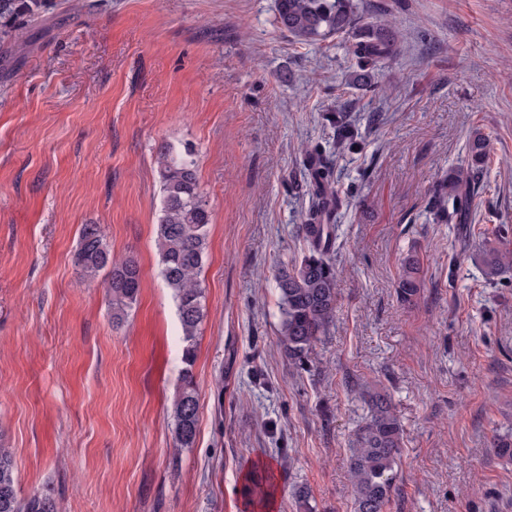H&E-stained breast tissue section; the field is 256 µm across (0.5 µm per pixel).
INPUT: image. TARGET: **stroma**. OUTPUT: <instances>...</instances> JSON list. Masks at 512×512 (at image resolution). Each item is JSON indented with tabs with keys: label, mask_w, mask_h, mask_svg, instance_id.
Returning <instances> with one entry per match:
<instances>
[{
	"label": "stroma",
	"mask_w": 512,
	"mask_h": 512,
	"mask_svg": "<svg viewBox=\"0 0 512 512\" xmlns=\"http://www.w3.org/2000/svg\"><path fill=\"white\" fill-rule=\"evenodd\" d=\"M23 51L0 48V441L21 496L59 512H353L350 441L366 390L404 426L388 512H512V267L479 256L512 232V0H359L396 57L366 85L351 36L307 44L275 0H43ZM359 132L334 154L349 206L338 309L306 365L279 342L275 274L301 258L303 150L332 152L326 113ZM489 142L467 228L438 222L437 179ZM194 150L212 212L196 338V443L174 448L182 333L155 243L161 144ZM101 225L141 289L113 325L101 281L73 263ZM419 257L413 306L395 289ZM499 237L501 239L505 238L502 235H499ZM499 237L497 236L498 243L491 240L486 241L482 254L484 272L489 279H494L502 269L512 265V252L504 248V243ZM272 486L271 476L267 472L255 470L249 477L243 492L256 506L263 507Z\"/></svg>",
	"instance_id": "1"
}]
</instances>
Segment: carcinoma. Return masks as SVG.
I'll return each mask as SVG.
<instances>
[{
	"instance_id": "carcinoma-1",
	"label": "carcinoma",
	"mask_w": 512,
	"mask_h": 512,
	"mask_svg": "<svg viewBox=\"0 0 512 512\" xmlns=\"http://www.w3.org/2000/svg\"><path fill=\"white\" fill-rule=\"evenodd\" d=\"M40 0H0V46L21 49L25 40L17 25L22 17L35 18ZM278 28L310 43L341 34H352L353 54L365 81L369 72L397 54L395 38L375 23L360 21L358 0H276ZM336 129L335 149L354 146L343 117L328 116ZM489 149L487 139L475 134L468 143L467 164L451 169L434 188L431 209L443 222L462 219L472 209ZM163 193L157 221L156 242L160 274L170 290L184 342L180 384L173 403L174 446H194L198 428L199 400L193 367L195 338L205 318L201 278L208 248L211 211L197 180V159L170 143L161 145L156 157ZM305 169L312 179L307 207L301 212L298 232L306 244L301 259L278 269L276 275L282 323L279 341L288 357L306 365L319 337L336 317V270L333 262L338 225L336 216L345 205L336 190L332 160L315 147L305 152ZM485 275L492 279L512 265V252L503 242L487 241L482 254ZM82 275L95 279L106 272L105 289L112 310V323L125 321L137 303L141 274L137 262H112L100 225L84 224L73 254ZM419 260L409 255L402 262L396 289L399 301L411 305L420 294ZM403 428L391 399L376 391L368 396V414L354 433L350 445L349 472L353 512H387L395 488V465L401 452ZM11 449L0 445V512H57L54 499L36 493L20 497ZM273 486L271 476L254 471L244 494L264 506Z\"/></svg>"
}]
</instances>
